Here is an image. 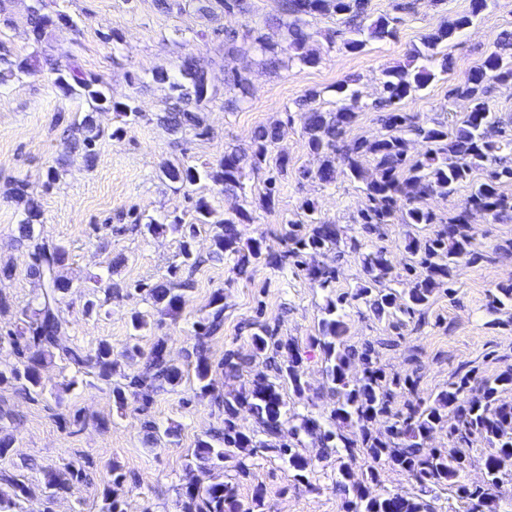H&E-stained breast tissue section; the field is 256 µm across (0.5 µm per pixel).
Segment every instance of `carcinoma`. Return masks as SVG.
<instances>
[{"label":"carcinoma","mask_w":512,"mask_h":512,"mask_svg":"<svg viewBox=\"0 0 512 512\" xmlns=\"http://www.w3.org/2000/svg\"><path fill=\"white\" fill-rule=\"evenodd\" d=\"M369 0H278V13L272 22L286 29L285 44L277 45L254 28L224 32L223 59L235 58L254 49L266 57V62L278 67L283 57L289 63L314 66L318 57L306 50L310 33L303 17L315 14L344 16L356 26L357 32L367 34L373 40L394 36V28L386 17H379L370 24ZM468 13L444 22L436 32L426 36L422 47L413 50L412 58H433L442 46L448 45L455 35L472 24L486 7V0H470ZM27 24L38 39L46 29L54 25L51 17L43 12V0H36L27 16ZM58 58L62 63L55 68L54 85L65 95L83 97L95 111L112 107L122 117L123 126L114 133L137 124L142 113L135 106L114 102L108 96V88L96 76L87 75L77 64L74 54L62 51ZM181 83L171 85L177 92L174 102L159 122L168 131L178 133L184 129H199L201 113L219 100L232 107L252 95L249 79L238 70H231L224 79V89L234 96L224 99L220 89L208 83L204 73L195 67V56L185 55L179 65ZM30 71L27 60L13 62L0 53V85L16 73ZM432 79L426 69L410 71L405 68L390 70L383 82L381 104L393 106L422 90ZM512 80V32L501 34L495 50L466 76L455 88L458 96L470 101V111L452 126L438 122L432 126L418 125L413 117L403 112H391L385 119L388 133L373 140L357 139L346 142V128L359 108L358 97L350 94L339 108L324 111L314 106L320 92L308 90L299 101L304 110V129L307 147L319 157L320 164L314 170L303 169V178L317 179L323 183L336 180V162H341L350 176L365 184L367 203L360 211L363 224H388L400 215L404 224H436V214L424 207L422 200L434 194L448 196L456 187L469 180L473 173L486 171V177L473 183L465 207L448 218L433 238H408L405 249L413 257H420L418 266H410L414 273V286L398 292L384 286L390 266L383 251L362 255V265L369 280L356 289L352 298L363 300L380 318H391L399 313L411 314L425 308L435 290L453 282L454 273L464 263L479 256L472 216L492 214L501 220L512 219V199L504 195L501 186L512 183V165L504 164L497 155L502 147H512V134L501 128V121L483 97L484 84L489 81ZM78 130L81 137L72 138L69 148L83 155L87 165L94 164L96 145L105 131L98 126L92 114L83 117ZM414 134L428 144L422 158L412 161L407 157L406 135ZM501 137L495 141L492 135ZM279 139V127L259 126L246 148L233 147L224 150L217 168L198 170L184 164L166 163L160 169V178L176 191L190 194L191 188L203 180H210L225 195H236L243 189L245 168L259 171L270 166L282 176L288 174L289 158L285 153L273 154ZM370 156L374 171L369 173L362 166V158ZM14 196L26 200V219L19 225L20 240L32 242L33 264L31 275L38 280L41 293L35 307L30 309L24 326L3 337L0 346L7 344L20 358L18 364L0 368V385L18 384L29 393L42 389L40 369L54 352L62 354L86 374L110 382L116 372L118 360L112 345L99 343L87 352L78 346L60 344L66 322L60 314L63 296L73 284L59 275L64 265L66 251L34 241L33 221L40 217L37 202L26 198L25 185L17 183ZM303 219L281 225V239L288 251L276 257L278 263L286 258L301 259L324 250L339 247L340 230L316 217L317 204L305 200L300 205ZM194 223L211 224L215 227L214 254L237 257L235 267L241 269L258 260L266 249L265 237L250 238L241 242L239 224L251 223L252 217L243 208L220 217L209 202L200 197L194 203ZM185 285L175 288L159 284L148 290L160 312L172 319L181 316L185 304ZM221 295L212 299L213 311L198 322V335L207 337L218 331L224 322V306ZM347 301L342 293L327 300L324 316L319 322V335L313 342L320 346L324 356L325 388L332 399L330 417L350 432V436L333 431L320 432L316 420L305 415L290 413L285 409L282 397L284 388L302 398L307 391L301 367V351L292 341H272L268 329L261 325L251 336L252 357L257 358L272 351L273 373H258L243 383L239 390L222 400L224 406V434L221 437L207 435L197 440L193 456L201 476L181 488L179 512H264L262 495L258 494L250 506L238 499L235 487L211 478V470L233 463L238 475H249L247 460L258 448H270L279 453L294 479L304 481L312 467V459L281 441L284 433L298 435L304 432L317 438L324 450L333 447L336 453V477L334 488L343 495L345 512H439L436 501L438 492L450 491L466 505L464 512H501V502L506 498L501 475L512 467V400L501 398V393L512 390V368L490 378H482L476 369L453 374L448 386L442 388L428 401L412 399L415 381L407 374L388 373L378 364L375 351L367 348L358 353L346 344L347 325L339 307ZM195 358L194 377L202 397L211 393L212 364L203 344L192 353ZM360 363L362 373L351 374V367ZM247 361L230 351L224 355L221 369L224 375L238 377ZM183 371L167 358L165 341L158 340L148 357L145 372L132 378L128 386H112V397L118 408L127 401V388L144 387L147 383L167 384L175 387L181 383ZM246 409L256 417L266 436L258 440L241 430L235 423L240 410ZM454 423L448 424V415ZM386 418L382 431L372 429L378 418ZM444 432L451 438V448H428L427 441L436 433ZM479 439L485 444V452L477 457L471 442ZM363 465H358V460ZM481 466L486 481L473 486L466 480L468 472ZM399 470L419 486L418 492L382 489L372 491L380 484L382 468ZM9 490L0 487V512H13L17 500L31 495L23 482L8 478Z\"/></svg>","instance_id":"obj_1"}]
</instances>
